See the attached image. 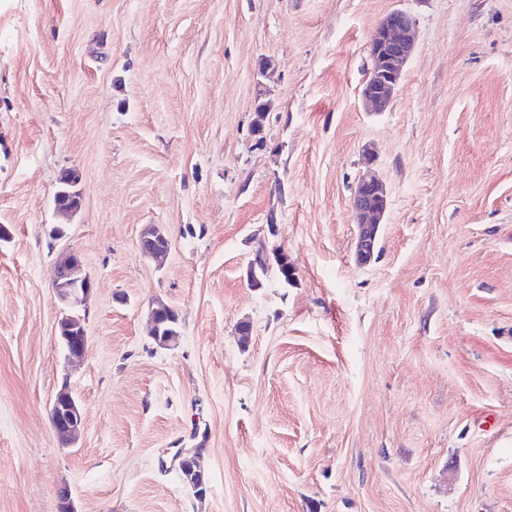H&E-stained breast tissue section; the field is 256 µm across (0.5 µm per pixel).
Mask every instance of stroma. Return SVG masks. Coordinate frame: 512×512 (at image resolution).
Segmentation results:
<instances>
[{"mask_svg": "<svg viewBox=\"0 0 512 512\" xmlns=\"http://www.w3.org/2000/svg\"><path fill=\"white\" fill-rule=\"evenodd\" d=\"M395 9L416 48L370 112ZM368 146L388 206L362 265ZM0 224V512L63 491L74 512H512V0H0ZM65 248L94 282L74 360ZM260 249L292 284L249 285ZM158 300L180 318L165 349ZM414 28L415 19L403 9L389 12L375 28L370 40L375 74L361 90L363 102L371 111L382 112L389 107L415 50ZM160 231L161 228L156 225H151L145 229L138 245L139 251L143 256L157 259L168 252L169 243L166 246V251H163L157 240L160 236ZM169 305L156 301L148 311V319L151 323V336L159 347L167 348L175 344L179 336H159L163 318L167 316ZM53 425L66 442L74 441L81 433L84 419L80 403L68 384H62L51 404ZM177 458H179V463H178V471L180 472L181 476H182V479H183V472H185L187 474V481L188 483L190 484V488L192 489V491L194 492V494H196L198 492V490L200 489H203L202 491L199 492V494H205L207 492V489H205L204 491V484H203V481L201 480L200 482L197 481L196 478H193L191 477V474H194V475H198L200 476L201 478L203 477V471L201 470L199 464H198V458H199V452H198V449H196L195 451H186V452H180L177 456ZM195 465L197 466V470L195 469ZM184 481V479H183ZM185 482V481H184Z\"/></svg>", "mask_w": 512, "mask_h": 512, "instance_id": "obj_1", "label": "stroma"}]
</instances>
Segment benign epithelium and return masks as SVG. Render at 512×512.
I'll return each instance as SVG.
<instances>
[{"instance_id": "benign-epithelium-1", "label": "benign epithelium", "mask_w": 512, "mask_h": 512, "mask_svg": "<svg viewBox=\"0 0 512 512\" xmlns=\"http://www.w3.org/2000/svg\"><path fill=\"white\" fill-rule=\"evenodd\" d=\"M415 19L406 10L395 9L389 12L375 28L370 46L375 61V74L372 82L361 90L364 104L373 112L385 111L393 98L403 70L415 50ZM388 192L386 184L375 171L367 169L359 178L351 198V208L359 233L356 242V257L361 263L371 261L376 246L378 226L387 208ZM161 228L151 225L139 239L140 253L157 259L165 255L158 242ZM53 288L55 299L70 309L58 322V336L69 356H81L87 345L83 319L76 309L88 300L93 283L84 272L79 255L70 249L61 250L55 260ZM169 305L155 302L148 311L151 323V336L158 346L167 348L178 340L176 336L160 335L163 318L167 316ZM50 415L53 425L66 442L74 441L81 433L84 419L80 403L68 384H62L51 404ZM178 471L189 474L193 492L204 488L203 482L195 476H203V471L195 468L199 452L186 451L178 454Z\"/></svg>"}]
</instances>
